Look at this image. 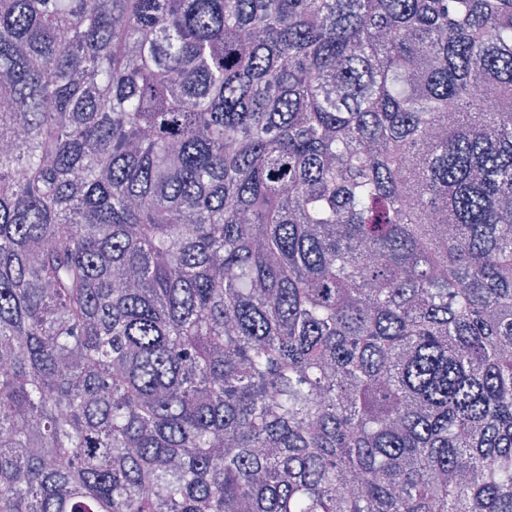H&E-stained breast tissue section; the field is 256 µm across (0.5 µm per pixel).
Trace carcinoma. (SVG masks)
Returning a JSON list of instances; mask_svg holds the SVG:
<instances>
[{
	"label": "carcinoma",
	"instance_id": "cac0c4a2",
	"mask_svg": "<svg viewBox=\"0 0 512 512\" xmlns=\"http://www.w3.org/2000/svg\"><path fill=\"white\" fill-rule=\"evenodd\" d=\"M512 0H0V512H512Z\"/></svg>",
	"mask_w": 512,
	"mask_h": 512
}]
</instances>
